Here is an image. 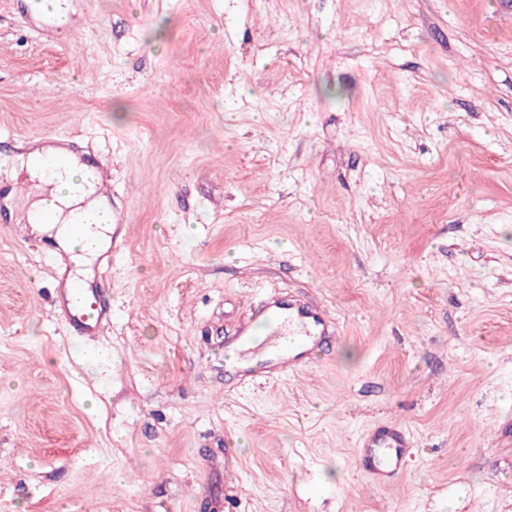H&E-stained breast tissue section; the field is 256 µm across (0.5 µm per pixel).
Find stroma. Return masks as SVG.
Wrapping results in <instances>:
<instances>
[{
	"label": "stroma",
	"mask_w": 512,
	"mask_h": 512,
	"mask_svg": "<svg viewBox=\"0 0 512 512\" xmlns=\"http://www.w3.org/2000/svg\"><path fill=\"white\" fill-rule=\"evenodd\" d=\"M35 2L0 0V152L70 133L124 220L75 337L0 182V512H512V0ZM275 293L337 333L243 383ZM410 447L408 433L398 423L365 433L359 441L358 460L370 484L396 481L405 472Z\"/></svg>",
	"instance_id": "stroma-1"
}]
</instances>
